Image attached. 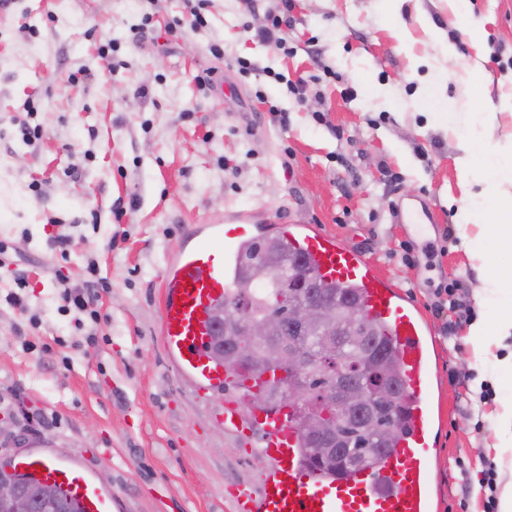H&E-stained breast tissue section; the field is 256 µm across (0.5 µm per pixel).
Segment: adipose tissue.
<instances>
[{
	"label": "adipose tissue",
	"instance_id": "1",
	"mask_svg": "<svg viewBox=\"0 0 512 512\" xmlns=\"http://www.w3.org/2000/svg\"><path fill=\"white\" fill-rule=\"evenodd\" d=\"M460 141L463 156L459 178L468 193L467 203L459 213L461 243L469 250L477 246L489 251L512 247V139L492 149L471 130L461 134ZM478 213L493 221L489 235L479 245L466 231Z\"/></svg>",
	"mask_w": 512,
	"mask_h": 512
}]
</instances>
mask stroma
<instances>
[{
  "instance_id": "1",
  "label": "stroma",
  "mask_w": 512,
  "mask_h": 512,
  "mask_svg": "<svg viewBox=\"0 0 512 512\" xmlns=\"http://www.w3.org/2000/svg\"><path fill=\"white\" fill-rule=\"evenodd\" d=\"M282 9L207 0L198 27L182 0L0 10V451L81 462L115 512H234L233 491L260 492L257 461L217 416L223 391L198 390L159 335L167 258L188 227L246 210L268 235L321 226L421 309L435 340L434 510L487 512V470L512 483V450L497 446L512 376L492 366L512 358V337L469 327L486 318L483 277L512 276V252L461 244L457 132L475 121L488 145L512 136V0H469L462 21L448 0H404L402 40L382 0H293L284 52L257 36ZM439 41L456 50L452 73ZM300 79L298 100L287 84ZM411 199L431 223L394 222ZM95 277L110 285L102 319L76 328L59 292ZM440 282L458 284L469 318L436 313Z\"/></svg>"
}]
</instances>
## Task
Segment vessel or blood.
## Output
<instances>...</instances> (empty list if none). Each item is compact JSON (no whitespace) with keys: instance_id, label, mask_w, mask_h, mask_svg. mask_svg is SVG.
<instances>
[{"instance_id":"vessel-or-blood-1","label":"vessel or blood","mask_w":512,"mask_h":512,"mask_svg":"<svg viewBox=\"0 0 512 512\" xmlns=\"http://www.w3.org/2000/svg\"><path fill=\"white\" fill-rule=\"evenodd\" d=\"M253 224L251 214L232 213L207 234L200 225L190 226L187 244L168 258L161 307L162 342L178 370L200 390L226 385L235 390L225 398L220 416L241 443L253 447L263 472L260 494L236 493L237 512H433L428 480L435 447L431 332L421 310L362 253L315 225L276 227L288 248L324 283L356 288L367 319L381 326L396 351L405 424L394 447L373 464L345 476L311 467L291 409L248 402L249 395L273 381V374L244 380L237 370L212 359L211 311L231 286L232 268ZM15 467L31 479L56 485L80 512H112L111 495L76 463L33 454L19 458Z\"/></svg>"}]
</instances>
